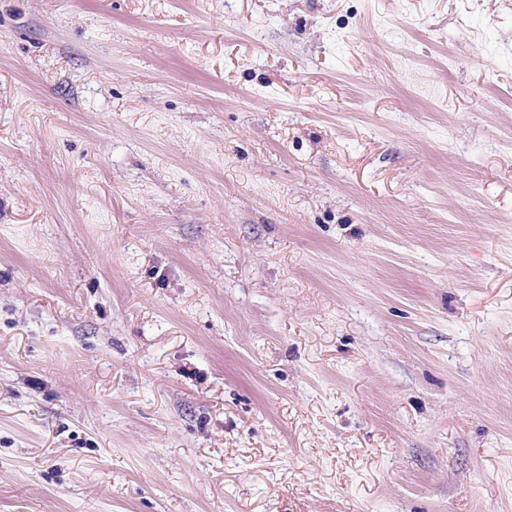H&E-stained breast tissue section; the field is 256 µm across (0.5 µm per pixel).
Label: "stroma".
Segmentation results:
<instances>
[{
	"label": "stroma",
	"mask_w": 512,
	"mask_h": 512,
	"mask_svg": "<svg viewBox=\"0 0 512 512\" xmlns=\"http://www.w3.org/2000/svg\"><path fill=\"white\" fill-rule=\"evenodd\" d=\"M0 512H512V0H0Z\"/></svg>",
	"instance_id": "stroma-1"
}]
</instances>
